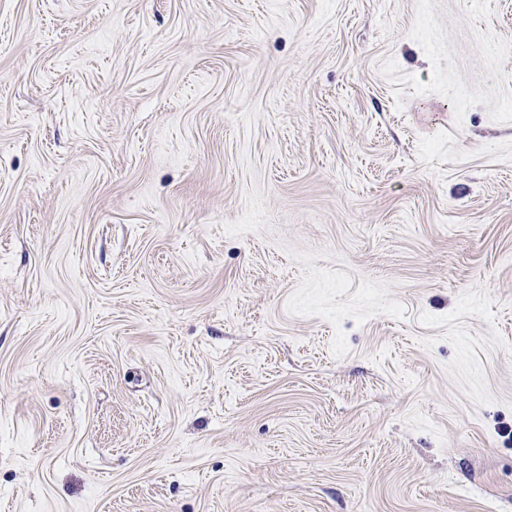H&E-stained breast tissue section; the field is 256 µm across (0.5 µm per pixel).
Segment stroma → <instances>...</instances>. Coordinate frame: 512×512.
Wrapping results in <instances>:
<instances>
[{
    "label": "stroma",
    "instance_id": "1",
    "mask_svg": "<svg viewBox=\"0 0 512 512\" xmlns=\"http://www.w3.org/2000/svg\"><path fill=\"white\" fill-rule=\"evenodd\" d=\"M512 0H0V512H512Z\"/></svg>",
    "mask_w": 512,
    "mask_h": 512
}]
</instances>
